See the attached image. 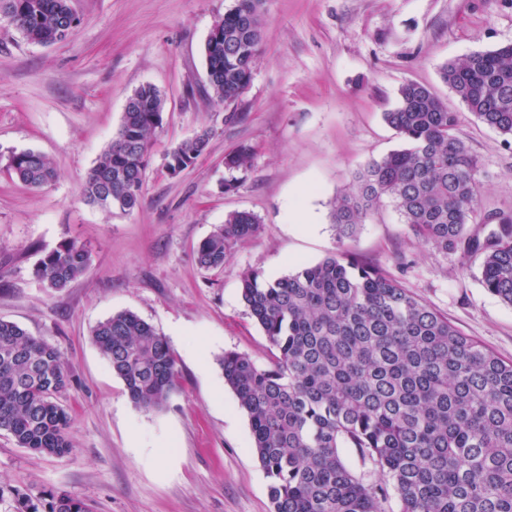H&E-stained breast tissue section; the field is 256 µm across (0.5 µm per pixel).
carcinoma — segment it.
<instances>
[{"label": "carcinoma", "mask_w": 512, "mask_h": 512, "mask_svg": "<svg viewBox=\"0 0 512 512\" xmlns=\"http://www.w3.org/2000/svg\"><path fill=\"white\" fill-rule=\"evenodd\" d=\"M264 0H236L215 25L220 47L204 45L207 82L237 102L259 54ZM30 43L66 39L78 24L70 0H0V16ZM441 78L488 127L512 139V45L474 51L441 67ZM119 129L84 181L87 203L132 213L142 200L147 147L162 125L164 98L135 89ZM403 146L354 173L331 212L339 238L390 199L420 241L480 256L489 293L512 306V214L486 216L482 237L468 233L480 204L478 159L457 133V115L430 88L406 83L384 113ZM203 128L166 155L181 172L209 147ZM250 149L224 158L249 165ZM8 172L40 188L51 161L36 150L12 154ZM261 230L250 212L229 214L198 246L203 268L221 267L231 245ZM90 252L68 241L34 273L48 287L82 276ZM241 299L275 349L271 365L227 351L224 382L246 412L273 512H512V361H505L416 299L396 279L340 250L276 280L242 274ZM135 407L162 408L175 388L169 343L133 312L91 331ZM70 385L56 346L0 320V430L35 454L72 453L70 417L60 395ZM356 450L374 479L356 473L341 449ZM17 512H89L80 497L16 493Z\"/></svg>", "instance_id": "carcinoma-1"}]
</instances>
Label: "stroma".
<instances>
[{
  "mask_svg": "<svg viewBox=\"0 0 512 512\" xmlns=\"http://www.w3.org/2000/svg\"><path fill=\"white\" fill-rule=\"evenodd\" d=\"M233 4L71 0L80 23L51 46L0 21V319L63 351L75 445L65 458L37 455L0 431V512H14V487L75 494L93 512H271L249 419L219 365L227 351L273 360L240 296L252 268L274 280L350 249L512 360V306L484 288L479 259L419 242L389 201L352 238L339 239L331 221L351 173L400 146L384 114L408 82L448 103L478 159L481 206L469 231L482 233L487 214H512V141L440 77L447 61L512 44V0H265L252 79L230 107L208 88L203 49ZM147 83L166 105L142 203L107 214L85 201L84 180ZM205 127L214 131L207 153L169 174L166 152ZM242 145L250 165L227 169ZM28 149L51 160L49 185L6 172L8 157ZM299 188L315 219L307 233L288 215ZM235 211L256 215L260 233L233 245L223 267L200 268L198 244ZM68 240L90 249L91 265L55 291L34 267ZM122 311L169 341L178 375L161 410L134 407L92 340L98 322Z\"/></svg>",
  "mask_w": 512,
  "mask_h": 512,
  "instance_id": "1",
  "label": "stroma"
}]
</instances>
